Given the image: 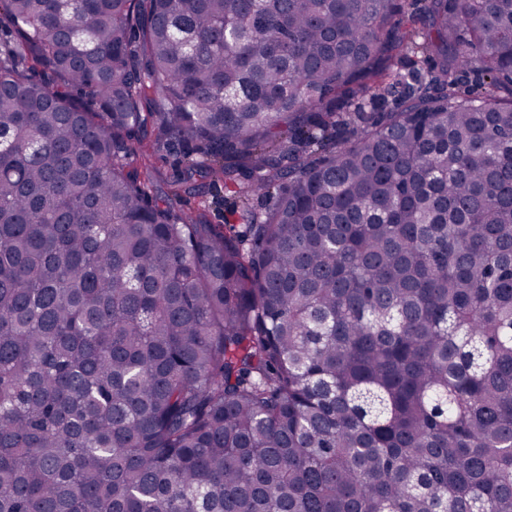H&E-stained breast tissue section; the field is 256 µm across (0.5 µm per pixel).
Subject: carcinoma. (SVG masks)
<instances>
[{"label":"carcinoma","mask_w":512,"mask_h":512,"mask_svg":"<svg viewBox=\"0 0 512 512\" xmlns=\"http://www.w3.org/2000/svg\"><path fill=\"white\" fill-rule=\"evenodd\" d=\"M0 26V512H512V0ZM184 149L181 146H175L171 152H159L154 160V167L156 169L154 186L161 192L168 191V184L178 174V160L181 158ZM206 197L209 204L208 219L212 224L224 223V210L231 205L229 202L224 201V186L222 184L211 186L207 191Z\"/></svg>","instance_id":"obj_1"}]
</instances>
